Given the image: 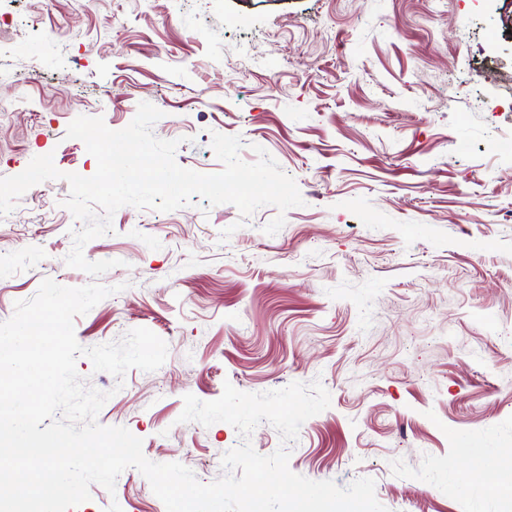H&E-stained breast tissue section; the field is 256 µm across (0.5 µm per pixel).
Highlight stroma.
Listing matches in <instances>:
<instances>
[{"label":"stroma","mask_w":512,"mask_h":512,"mask_svg":"<svg viewBox=\"0 0 512 512\" xmlns=\"http://www.w3.org/2000/svg\"><path fill=\"white\" fill-rule=\"evenodd\" d=\"M512 0H0V177L53 154L0 224V322L70 268L64 176L96 159L67 138L79 116L178 140L177 163L223 168L213 133L263 147L304 200L276 207L193 198L172 212L121 207L84 247L120 291L74 319L80 345L145 327L168 345L124 379L79 357L98 414L205 484L242 438L180 422L183 397L218 399L321 381L328 409L289 443L291 471L347 487L374 479L387 512H470L448 492L461 433L512 448ZM228 239H221L224 229ZM166 512L134 468L92 484L73 512Z\"/></svg>","instance_id":"obj_1"}]
</instances>
